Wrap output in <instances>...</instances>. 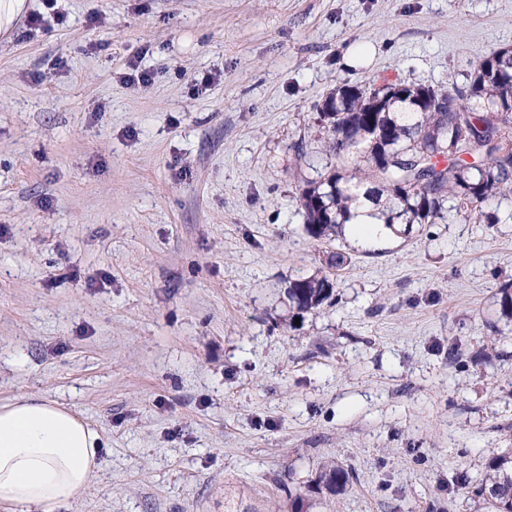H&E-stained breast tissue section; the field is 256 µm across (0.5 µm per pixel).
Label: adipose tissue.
<instances>
[{
	"mask_svg": "<svg viewBox=\"0 0 512 512\" xmlns=\"http://www.w3.org/2000/svg\"><path fill=\"white\" fill-rule=\"evenodd\" d=\"M100 433L61 405L0 403V512H57L80 499L101 469Z\"/></svg>",
	"mask_w": 512,
	"mask_h": 512,
	"instance_id": "obj_1",
	"label": "adipose tissue"
}]
</instances>
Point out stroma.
<instances>
[{"label":"stroma","mask_w":512,"mask_h":512,"mask_svg":"<svg viewBox=\"0 0 512 512\" xmlns=\"http://www.w3.org/2000/svg\"><path fill=\"white\" fill-rule=\"evenodd\" d=\"M506 46L512 0H27L0 35V400L101 432L60 512H269L327 459L354 473L333 512H480L512 448V199L363 245L311 238L299 198L337 85L463 88ZM336 250L335 302L297 313Z\"/></svg>","instance_id":"stroma-1"}]
</instances>
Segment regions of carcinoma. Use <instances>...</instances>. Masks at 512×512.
Returning <instances> with one entry per match:
<instances>
[{"instance_id": "obj_1", "label": "carcinoma", "mask_w": 512, "mask_h": 512, "mask_svg": "<svg viewBox=\"0 0 512 512\" xmlns=\"http://www.w3.org/2000/svg\"><path fill=\"white\" fill-rule=\"evenodd\" d=\"M397 93L376 98L358 85L336 86L322 106L328 122L325 152L336 166L308 181L300 201L312 238L332 237L363 202L385 226L434 224L451 214L499 223L486 207L512 198V52L494 50L474 68L469 86L444 88L397 83ZM329 274L289 281L291 307L308 312L331 303ZM502 316L512 320V282L499 288ZM352 472L325 460L308 495L288 493L289 512L328 504L321 494L343 491ZM484 512H512V448L486 459L476 487Z\"/></svg>"}]
</instances>
